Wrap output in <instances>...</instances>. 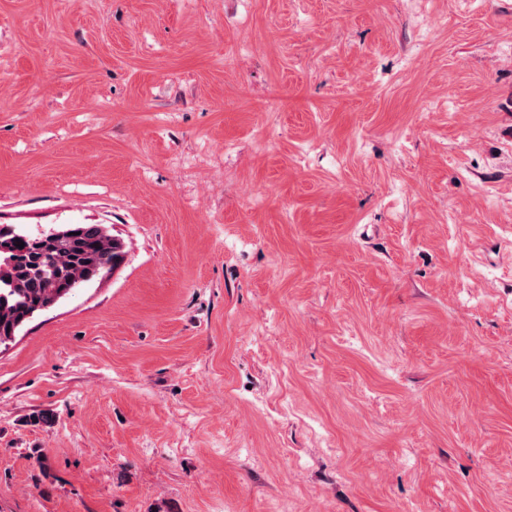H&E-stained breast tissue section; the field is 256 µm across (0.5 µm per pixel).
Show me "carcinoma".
<instances>
[{"mask_svg":"<svg viewBox=\"0 0 512 512\" xmlns=\"http://www.w3.org/2000/svg\"><path fill=\"white\" fill-rule=\"evenodd\" d=\"M126 256L124 242L103 224L36 231L0 224V345L11 341L42 306L121 267Z\"/></svg>","mask_w":512,"mask_h":512,"instance_id":"1","label":"carcinoma"}]
</instances>
